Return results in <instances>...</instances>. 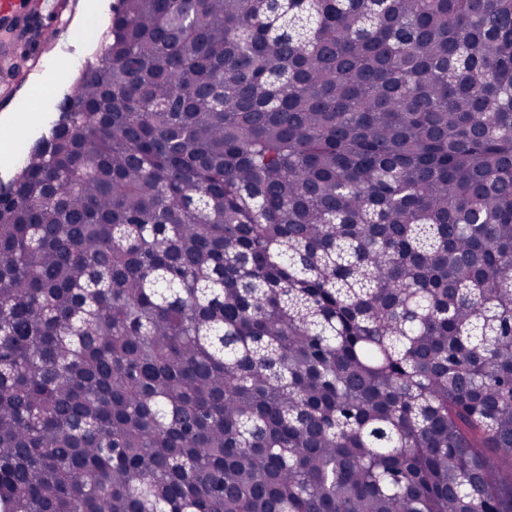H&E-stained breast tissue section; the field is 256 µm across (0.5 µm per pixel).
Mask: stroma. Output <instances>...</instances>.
Returning a JSON list of instances; mask_svg holds the SVG:
<instances>
[{
	"mask_svg": "<svg viewBox=\"0 0 512 512\" xmlns=\"http://www.w3.org/2000/svg\"><path fill=\"white\" fill-rule=\"evenodd\" d=\"M116 0H55L56 15L77 35L69 48L42 40L40 32L26 33L29 52L21 58L19 75L9 60L0 61V138L13 140L16 154L27 153L41 136L47 119L70 93L79 76L78 61L94 60Z\"/></svg>",
	"mask_w": 512,
	"mask_h": 512,
	"instance_id": "35a3bbf8",
	"label": "stroma"
}]
</instances>
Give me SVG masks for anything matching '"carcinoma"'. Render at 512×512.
Instances as JSON below:
<instances>
[{
    "label": "carcinoma",
    "mask_w": 512,
    "mask_h": 512,
    "mask_svg": "<svg viewBox=\"0 0 512 512\" xmlns=\"http://www.w3.org/2000/svg\"><path fill=\"white\" fill-rule=\"evenodd\" d=\"M0 198V512H512V0H118Z\"/></svg>",
    "instance_id": "1"
}]
</instances>
